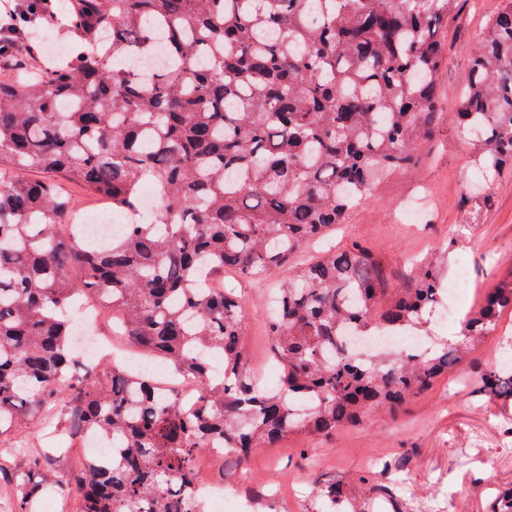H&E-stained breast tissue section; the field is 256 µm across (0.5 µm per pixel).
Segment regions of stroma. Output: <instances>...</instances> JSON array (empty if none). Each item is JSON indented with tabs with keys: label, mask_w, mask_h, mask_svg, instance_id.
<instances>
[{
	"label": "stroma",
	"mask_w": 512,
	"mask_h": 512,
	"mask_svg": "<svg viewBox=\"0 0 512 512\" xmlns=\"http://www.w3.org/2000/svg\"><path fill=\"white\" fill-rule=\"evenodd\" d=\"M498 6L499 0L465 6L450 28L448 55L439 74L442 118L418 172L384 181L349 213L345 224L310 244L309 254L359 243L382 261L392 288L403 287L404 272L418 261L439 264L450 276L458 264L468 263V309L512 269V174L486 185L477 180L468 137L452 112L468 55ZM477 190L489 196L490 205L475 216L465 200ZM418 197L429 201L424 222H391L393 211ZM281 278L273 273L259 286L240 273L224 274L225 292L245 303V342L257 375L268 358L269 295ZM499 326L397 418L372 416L328 437L293 434L279 447L254 449L246 464L256 480L236 485L233 496L250 512H313L324 485L346 482L379 462L386 466L376 478L381 489L364 499L362 512H488L498 491L512 486V408L477 391L481 370L512 357V347L503 342L504 335L512 334V311L501 315ZM15 442L44 447L39 419L20 418L0 437V458L21 466L25 457L9 450Z\"/></svg>",
	"instance_id": "obj_1"
}]
</instances>
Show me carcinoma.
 I'll use <instances>...</instances> for the list:
<instances>
[{"label":"carcinoma","instance_id":"carcinoma-1","mask_svg":"<svg viewBox=\"0 0 512 512\" xmlns=\"http://www.w3.org/2000/svg\"><path fill=\"white\" fill-rule=\"evenodd\" d=\"M464 0H76L88 50L0 70V435L23 408L60 398L70 430L109 444L85 460L76 512H172L193 505L198 449L245 457L290 433L330 435L374 410L390 416L429 391L512 310V271L467 313L460 338L422 354L363 360L351 336L421 330L444 290L440 266L382 287L357 244L293 267L268 322L282 368L263 389L248 370L243 301L200 286L226 269L261 278L344 222L431 143L448 19ZM456 118L484 180L512 172V0H501L468 60ZM50 174L39 180L19 171ZM78 181L126 217L115 238L68 227L76 212L52 178ZM160 202L139 217L143 188ZM102 297L118 333L196 378L181 406L149 374L84 364L66 311ZM480 391L512 397L490 368ZM0 463L13 512L47 491ZM325 508L350 512L342 485Z\"/></svg>","mask_w":512,"mask_h":512}]
</instances>
